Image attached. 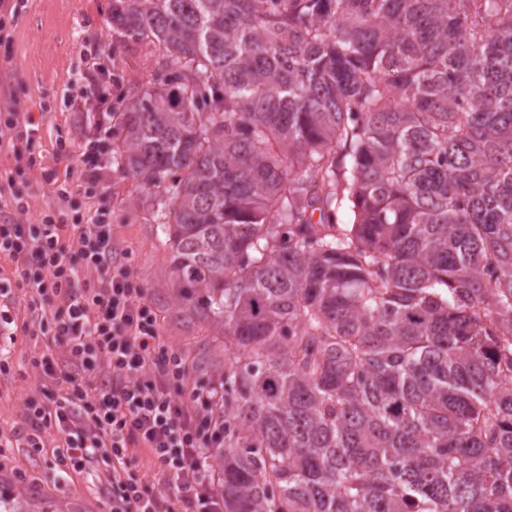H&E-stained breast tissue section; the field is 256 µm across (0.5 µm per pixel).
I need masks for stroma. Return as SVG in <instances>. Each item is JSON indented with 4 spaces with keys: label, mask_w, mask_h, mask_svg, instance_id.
<instances>
[{
    "label": "stroma",
    "mask_w": 512,
    "mask_h": 512,
    "mask_svg": "<svg viewBox=\"0 0 512 512\" xmlns=\"http://www.w3.org/2000/svg\"><path fill=\"white\" fill-rule=\"evenodd\" d=\"M6 17L9 38L0 42V101L20 100L36 113L33 166L19 167L9 148L0 147V185L14 176L30 193L19 220L32 224L58 210L56 188L73 186L72 215L108 211L115 252L133 271L160 324L165 344L179 351L198 380L224 375V338L211 320L183 299V283L170 267L167 236L157 219L154 190L114 166L93 183L75 160L58 151L59 142L81 147L95 137V125L110 104L129 100L157 85L164 60L157 47L122 41L109 23L112 0H15ZM93 78L105 97L77 98V79ZM13 322L0 335V512H106L109 491L104 470H61L56 461L64 441L51 433L44 447L25 446L30 429L27 400L38 398L47 379L33 360L46 348L36 336V315L25 289L0 296Z\"/></svg>",
    "instance_id": "35a3bbf8"
}]
</instances>
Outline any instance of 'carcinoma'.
<instances>
[{
  "label": "carcinoma",
  "instance_id": "carcinoma-1",
  "mask_svg": "<svg viewBox=\"0 0 512 512\" xmlns=\"http://www.w3.org/2000/svg\"><path fill=\"white\" fill-rule=\"evenodd\" d=\"M118 113L224 334V512H512V0H112Z\"/></svg>",
  "mask_w": 512,
  "mask_h": 512
}]
</instances>
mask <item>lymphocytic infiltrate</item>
<instances>
[{"label":"lymphocytic infiltrate","instance_id":"obj_1","mask_svg":"<svg viewBox=\"0 0 512 512\" xmlns=\"http://www.w3.org/2000/svg\"><path fill=\"white\" fill-rule=\"evenodd\" d=\"M38 128L13 104L0 121V143L23 156ZM27 209L22 191L0 194V253L16 263L0 295L24 288L39 307L47 350L35 365L56 385L26 403L27 446L40 450L53 430L65 441L62 465L104 464L110 512H224L211 472L224 445V421L212 414L223 389L195 380L182 355L165 345L133 271L113 257L110 224L98 215L69 230L48 215L17 222ZM137 448L157 463L164 491L131 474Z\"/></svg>","mask_w":512,"mask_h":512}]
</instances>
